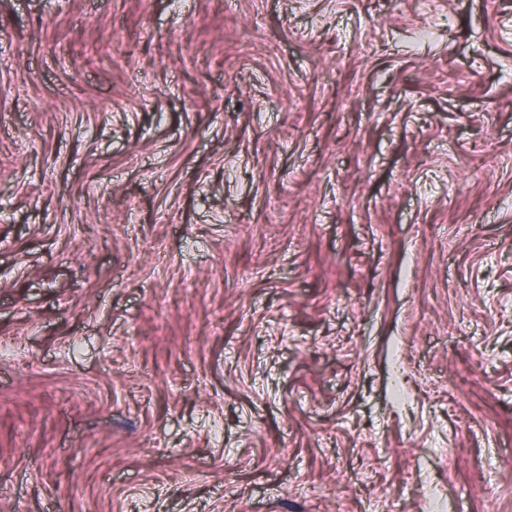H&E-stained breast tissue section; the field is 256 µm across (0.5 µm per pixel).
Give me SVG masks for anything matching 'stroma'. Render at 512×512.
<instances>
[{
	"label": "stroma",
	"mask_w": 512,
	"mask_h": 512,
	"mask_svg": "<svg viewBox=\"0 0 512 512\" xmlns=\"http://www.w3.org/2000/svg\"><path fill=\"white\" fill-rule=\"evenodd\" d=\"M0 512H512V0H0Z\"/></svg>",
	"instance_id": "obj_1"
}]
</instances>
